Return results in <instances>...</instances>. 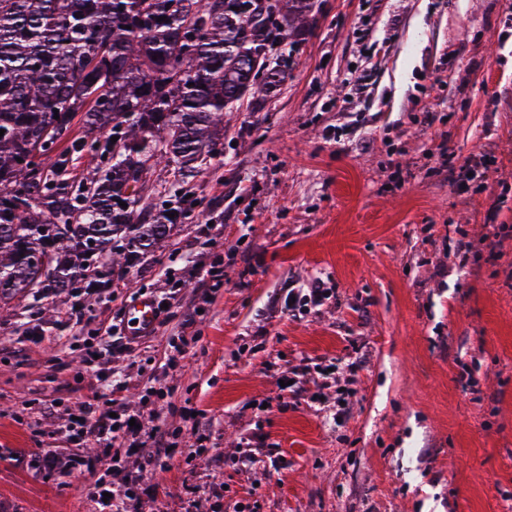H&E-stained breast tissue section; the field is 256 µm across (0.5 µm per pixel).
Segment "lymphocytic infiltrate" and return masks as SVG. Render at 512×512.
I'll list each match as a JSON object with an SVG mask.
<instances>
[{
	"label": "lymphocytic infiltrate",
	"mask_w": 512,
	"mask_h": 512,
	"mask_svg": "<svg viewBox=\"0 0 512 512\" xmlns=\"http://www.w3.org/2000/svg\"><path fill=\"white\" fill-rule=\"evenodd\" d=\"M132 415L116 393H104L101 386H93L85 394L77 418L60 428L61 436L73 446V453L62 455L48 449L37 460L40 468L64 469L82 472L89 461L80 453L82 447L93 442L103 448L118 447L126 457L136 458L134 470L125 471L110 482L100 481L93 487V498L98 512H130L131 507L145 500L156 499L158 487L148 475L149 467L168 456L172 446L165 431H144L131 426Z\"/></svg>",
	"instance_id": "lymphocytic-infiltrate-1"
}]
</instances>
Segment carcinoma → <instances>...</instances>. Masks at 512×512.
<instances>
[{"mask_svg": "<svg viewBox=\"0 0 512 512\" xmlns=\"http://www.w3.org/2000/svg\"><path fill=\"white\" fill-rule=\"evenodd\" d=\"M251 2L0 0V279L13 284L1 302L23 288L35 301L47 288H103L162 247L187 208L142 210L148 171L163 163L188 179L221 158L224 115L276 90L314 8ZM83 152L100 161L88 186L67 177ZM52 218L72 235L42 233ZM85 240L100 245L99 271L82 263Z\"/></svg>", "mask_w": 512, "mask_h": 512, "instance_id": "cac0c4a2", "label": "carcinoma"}]
</instances>
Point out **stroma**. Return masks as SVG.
<instances>
[{
	"label": "stroma",
	"instance_id": "1",
	"mask_svg": "<svg viewBox=\"0 0 512 512\" xmlns=\"http://www.w3.org/2000/svg\"><path fill=\"white\" fill-rule=\"evenodd\" d=\"M318 10L276 96L242 106L224 156L182 183L147 175L142 203L175 194L191 210L161 251L107 287L25 295L0 304V506L7 512H95L90 490L112 460L88 445L81 477L32 467L77 411L100 368L83 354L107 322L123 338L107 355L112 385L176 454L154 470L157 501L140 512H512V0H316ZM366 74L360 92L348 79ZM489 157L488 176L458 185L449 166ZM506 225L495 258L439 267L459 232ZM224 279L207 287L202 274ZM328 280L339 298L296 315L273 298ZM168 299L152 336L128 310ZM80 309L81 335L59 320ZM193 321L181 366L168 340ZM365 356L342 423L307 403L278 405V357ZM475 364L485 400L458 380ZM167 400L145 401L149 387ZM195 420H185L184 410ZM258 435L286 460L271 475L227 467ZM256 499H248L252 482Z\"/></svg>",
	"mask_w": 512,
	"mask_h": 512
}]
</instances>
